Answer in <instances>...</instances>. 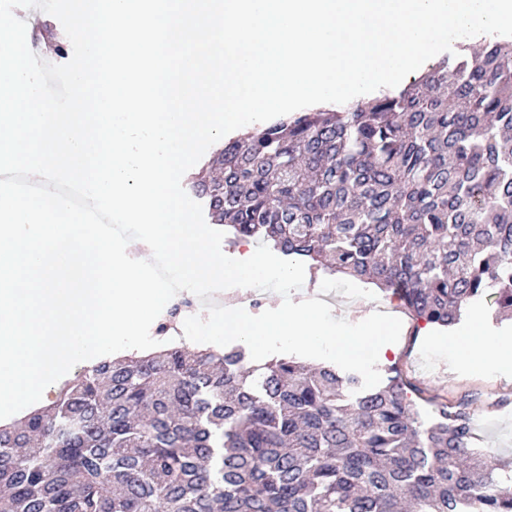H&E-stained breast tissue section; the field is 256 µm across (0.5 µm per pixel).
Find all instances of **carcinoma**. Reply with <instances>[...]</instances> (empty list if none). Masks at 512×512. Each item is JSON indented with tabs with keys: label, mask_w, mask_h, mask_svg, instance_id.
<instances>
[{
	"label": "carcinoma",
	"mask_w": 512,
	"mask_h": 512,
	"mask_svg": "<svg viewBox=\"0 0 512 512\" xmlns=\"http://www.w3.org/2000/svg\"><path fill=\"white\" fill-rule=\"evenodd\" d=\"M193 176L231 235L374 283L449 327L512 313V40L394 94L224 142ZM169 347L104 359L0 427V512H512V467L471 447L472 399L424 422L399 375Z\"/></svg>",
	"instance_id": "cac0c4a2"
}]
</instances>
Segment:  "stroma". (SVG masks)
Returning a JSON list of instances; mask_svg holds the SVG:
<instances>
[{
	"instance_id": "obj_1",
	"label": "stroma",
	"mask_w": 512,
	"mask_h": 512,
	"mask_svg": "<svg viewBox=\"0 0 512 512\" xmlns=\"http://www.w3.org/2000/svg\"><path fill=\"white\" fill-rule=\"evenodd\" d=\"M320 296L333 294L331 305L334 318H347L361 307L390 313L401 319L403 331L393 348H382L377 368L388 374L397 368L402 379L414 385L410 393L411 408L422 420H429L432 408L427 396L436 395L455 401L474 398L473 446L489 462H512V367L502 366L484 372L455 363L448 353L436 345L435 337L426 328L425 321L416 319L403 301L392 292L375 285L341 275H306L302 290L293 292V302L303 300L305 294Z\"/></svg>"
}]
</instances>
